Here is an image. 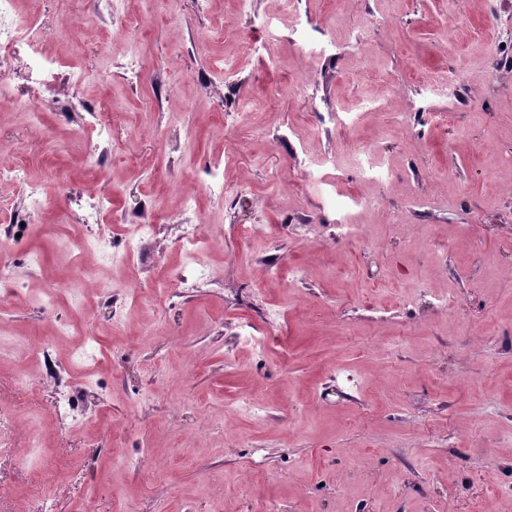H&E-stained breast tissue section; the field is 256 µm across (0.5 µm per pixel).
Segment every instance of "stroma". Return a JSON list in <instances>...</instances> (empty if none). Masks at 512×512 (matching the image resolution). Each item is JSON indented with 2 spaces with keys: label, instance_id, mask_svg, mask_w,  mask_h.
I'll return each instance as SVG.
<instances>
[{
  "label": "stroma",
  "instance_id": "1",
  "mask_svg": "<svg viewBox=\"0 0 512 512\" xmlns=\"http://www.w3.org/2000/svg\"><path fill=\"white\" fill-rule=\"evenodd\" d=\"M21 7L80 80L35 113L0 64V158L49 192L36 212L0 182V277L24 291L0 305V512H512V0ZM324 154L335 179L309 183ZM213 165L247 190L184 178ZM88 188L154 225L135 269L123 238L97 254ZM185 192L222 231L199 288ZM160 278L165 302H133Z\"/></svg>",
  "mask_w": 512,
  "mask_h": 512
}]
</instances>
